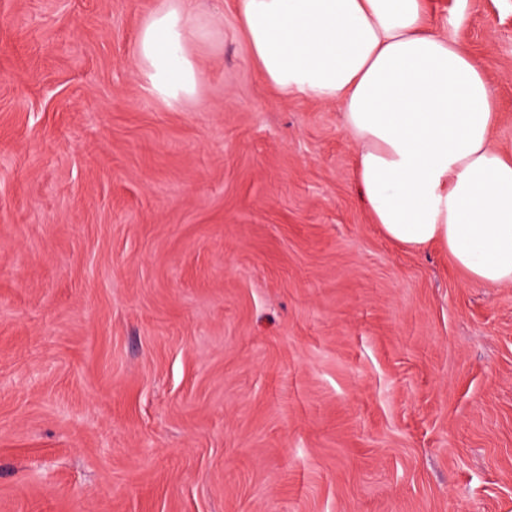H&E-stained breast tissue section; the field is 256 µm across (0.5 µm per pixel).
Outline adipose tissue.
<instances>
[{"mask_svg":"<svg viewBox=\"0 0 512 512\" xmlns=\"http://www.w3.org/2000/svg\"><path fill=\"white\" fill-rule=\"evenodd\" d=\"M239 24L281 96L336 104L355 186L387 239L440 245L473 281L512 285V156L491 140L481 64L431 27L425 0H241ZM208 36L191 0L149 17L136 59L155 97L175 107L195 94L188 45Z\"/></svg>","mask_w":512,"mask_h":512,"instance_id":"obj_1","label":"adipose tissue"}]
</instances>
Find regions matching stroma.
<instances>
[{"mask_svg": "<svg viewBox=\"0 0 512 512\" xmlns=\"http://www.w3.org/2000/svg\"><path fill=\"white\" fill-rule=\"evenodd\" d=\"M0 0V512H512V285L383 236L335 104L195 0ZM512 153V0H426ZM140 28L136 59L149 91L169 107L196 93L198 72L188 52L192 41H204L208 30L196 25L191 0H168Z\"/></svg>", "mask_w": 512, "mask_h": 512, "instance_id": "stroma-1", "label": "stroma"}]
</instances>
